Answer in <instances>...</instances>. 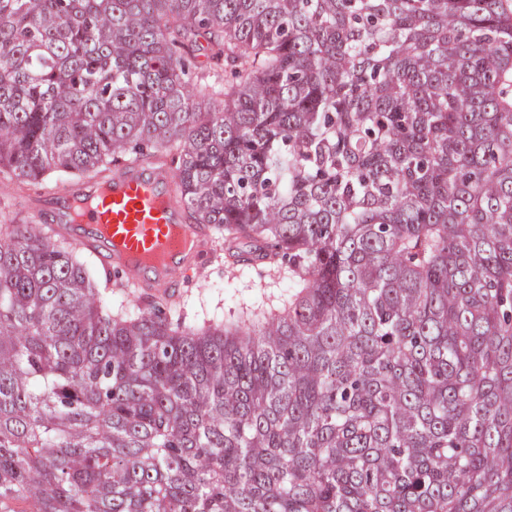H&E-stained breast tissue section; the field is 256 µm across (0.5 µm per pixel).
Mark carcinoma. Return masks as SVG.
<instances>
[{"label":"carcinoma","mask_w":512,"mask_h":512,"mask_svg":"<svg viewBox=\"0 0 512 512\" xmlns=\"http://www.w3.org/2000/svg\"><path fill=\"white\" fill-rule=\"evenodd\" d=\"M161 152L292 289L189 324L1 224L0 512H512V5L0 0V173ZM190 58V80L187 87L192 99H198L209 89V81L213 76H218L222 84L225 80H232L233 63L230 61H216L208 52L194 49Z\"/></svg>","instance_id":"carcinoma-1"}]
</instances>
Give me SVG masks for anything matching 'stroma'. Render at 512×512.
<instances>
[{
    "label": "stroma",
    "instance_id": "stroma-1",
    "mask_svg": "<svg viewBox=\"0 0 512 512\" xmlns=\"http://www.w3.org/2000/svg\"><path fill=\"white\" fill-rule=\"evenodd\" d=\"M234 65L213 59L208 52L193 50L190 80L191 98L208 90L212 77L228 80ZM62 183L43 180L16 187L0 181V224H22L32 220L51 224L59 208L57 191ZM291 282L285 265L258 257L240 242L229 241L222 247L204 243L198 256L183 264L174 287L136 288L130 302L143 306H162L185 316L187 322L224 320L247 310L269 308L288 294Z\"/></svg>",
    "mask_w": 512,
    "mask_h": 512
}]
</instances>
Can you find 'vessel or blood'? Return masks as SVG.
I'll use <instances>...</instances> for the list:
<instances>
[{"label":"vessel or blood","mask_w":512,"mask_h":512,"mask_svg":"<svg viewBox=\"0 0 512 512\" xmlns=\"http://www.w3.org/2000/svg\"><path fill=\"white\" fill-rule=\"evenodd\" d=\"M61 222L86 223L105 267L133 277L151 273L153 283L168 287L176 277L172 260L203 242L180 197L178 180L164 165L126 168L64 190Z\"/></svg>","instance_id":"obj_1"}]
</instances>
